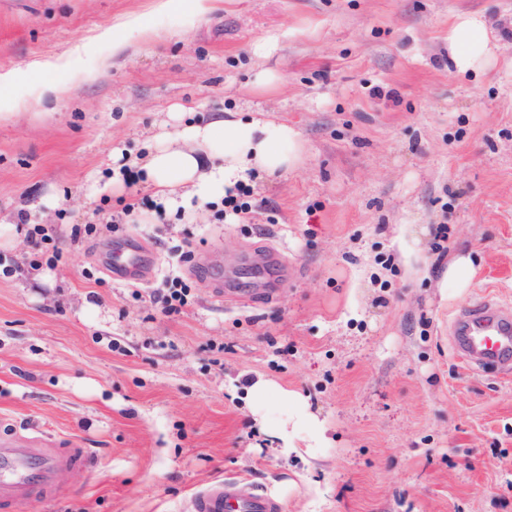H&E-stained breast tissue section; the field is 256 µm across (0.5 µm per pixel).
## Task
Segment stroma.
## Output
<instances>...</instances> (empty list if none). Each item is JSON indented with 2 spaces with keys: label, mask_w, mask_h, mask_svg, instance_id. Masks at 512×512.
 Here are the masks:
<instances>
[{
  "label": "stroma",
  "mask_w": 512,
  "mask_h": 512,
  "mask_svg": "<svg viewBox=\"0 0 512 512\" xmlns=\"http://www.w3.org/2000/svg\"><path fill=\"white\" fill-rule=\"evenodd\" d=\"M476 12L499 48L474 80L449 71L448 29ZM132 15L158 37L100 68L96 35ZM65 54L71 69L39 71ZM75 67L92 79L72 82ZM263 70L274 85L255 86ZM0 72L17 75L18 110L0 123V219L45 225L62 251L52 287L31 277L29 239L0 252V417L96 459L66 474L65 499L19 512H186L217 482L281 512H512V364L469 365L452 333L480 300L512 311V0H218L204 19L155 0H0ZM45 79L68 92L38 98ZM175 106L268 111L300 132L303 163L257 182L233 224H141L88 197L113 143L154 135ZM42 196L54 208L31 209ZM87 224L101 234L78 236ZM402 224L437 262L471 254L462 296L406 273ZM128 238L155 266L132 284L96 254ZM268 247L281 269L247 270ZM188 250L233 296L214 297ZM172 268L191 281L177 313L160 303ZM260 377L302 394L330 445L273 448L244 400Z\"/></svg>",
  "instance_id": "obj_1"
}]
</instances>
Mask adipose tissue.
I'll return each mask as SVG.
<instances>
[{
    "mask_svg": "<svg viewBox=\"0 0 512 512\" xmlns=\"http://www.w3.org/2000/svg\"><path fill=\"white\" fill-rule=\"evenodd\" d=\"M157 35L152 23L141 17L100 31L98 41L110 47L100 61L101 68L122 64L134 42L146 43ZM448 46L456 73H477L494 60L497 39L490 35L484 16L464 14L448 30ZM303 153L301 135L288 122L241 112H217L202 122L178 109L168 113L160 132L143 143L141 154L131 156L124 148L113 149V166L105 186L113 197H122V170L135 169L154 188L155 201L165 214L198 218L204 207L221 206L230 191L299 168ZM433 271L439 276L441 293L453 296L470 288L476 275L467 253L455 254L435 268L425 262L417 269L424 276ZM247 397L260 413L276 405L287 410V420L265 421L262 432L267 438L288 448L301 442L311 447L325 443L324 427L308 413L299 393L284 391L273 381L260 378L250 385Z\"/></svg>",
    "mask_w": 512,
    "mask_h": 512,
    "instance_id": "ef3b65f1",
    "label": "adipose tissue"
}]
</instances>
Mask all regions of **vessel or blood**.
<instances>
[{
    "mask_svg": "<svg viewBox=\"0 0 512 512\" xmlns=\"http://www.w3.org/2000/svg\"><path fill=\"white\" fill-rule=\"evenodd\" d=\"M102 263L119 282H131L151 269L152 253L141 240L105 246ZM456 350L470 364L512 362V313L484 300L462 311L455 321ZM41 436L0 423V512H18L26 504L65 496V472L88 468L93 458L88 449L62 442L42 445ZM190 512H278L277 502L245 484L215 483L191 498Z\"/></svg>",
    "mask_w": 512,
    "mask_h": 512,
    "instance_id": "1",
    "label": "vessel or blood"
}]
</instances>
